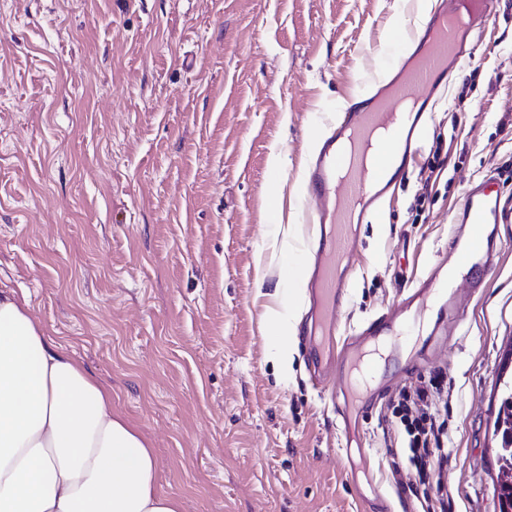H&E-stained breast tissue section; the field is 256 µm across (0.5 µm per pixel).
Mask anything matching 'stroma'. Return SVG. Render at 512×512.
<instances>
[{"instance_id":"35a3bbf8","label":"stroma","mask_w":512,"mask_h":512,"mask_svg":"<svg viewBox=\"0 0 512 512\" xmlns=\"http://www.w3.org/2000/svg\"><path fill=\"white\" fill-rule=\"evenodd\" d=\"M435 0H0V288L112 388L182 512H358L330 392L297 346L267 358L272 294L305 320V195L320 139ZM431 100L421 150L362 225L350 335L448 261L467 184L512 201V0ZM282 166L273 169L271 161ZM461 323L438 304L383 368L358 435L390 512L400 392L448 391V512H496L494 422L512 381V224Z\"/></svg>"}]
</instances>
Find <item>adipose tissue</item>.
Wrapping results in <instances>:
<instances>
[{"instance_id": "adipose-tissue-1", "label": "adipose tissue", "mask_w": 512, "mask_h": 512, "mask_svg": "<svg viewBox=\"0 0 512 512\" xmlns=\"http://www.w3.org/2000/svg\"><path fill=\"white\" fill-rule=\"evenodd\" d=\"M268 352L288 373L296 322L267 307ZM0 512H181L150 442L112 390L52 343L26 293L0 288Z\"/></svg>"}]
</instances>
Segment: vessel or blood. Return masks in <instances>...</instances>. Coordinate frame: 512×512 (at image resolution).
<instances>
[{
  "instance_id": "vessel-or-blood-1",
  "label": "vessel or blood",
  "mask_w": 512,
  "mask_h": 512,
  "mask_svg": "<svg viewBox=\"0 0 512 512\" xmlns=\"http://www.w3.org/2000/svg\"><path fill=\"white\" fill-rule=\"evenodd\" d=\"M497 6L498 0H439L427 29L426 51L412 62L395 59V77L384 86L376 106L344 109L309 170L310 222L323 242L313 285L312 371L316 380H335L341 399L336 412L344 418L362 416L371 396L369 381L377 362L366 355L365 346L391 343L403 335L397 315L387 313L362 331L363 347L348 339L337 341L336 316L343 305L346 275L354 265L352 237L358 224L372 221L392 196L396 157L410 161L417 153L419 117L402 112V105L425 98L449 59L466 58V36L484 28ZM497 178L492 172L467 187L457 221L469 231L464 241L449 243L462 271L460 281L472 289L482 287L497 265L500 250L488 225L512 224V207L492 193Z\"/></svg>"
}]
</instances>
